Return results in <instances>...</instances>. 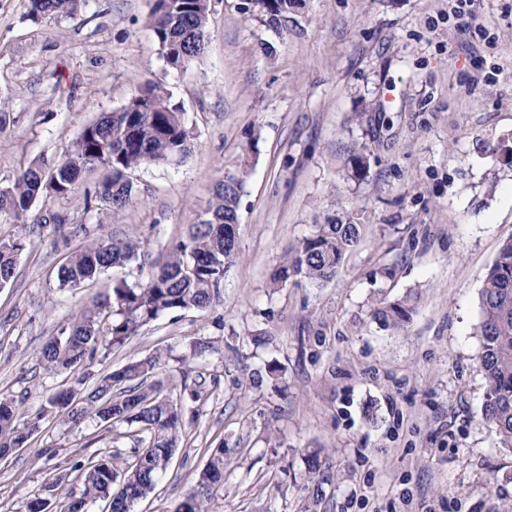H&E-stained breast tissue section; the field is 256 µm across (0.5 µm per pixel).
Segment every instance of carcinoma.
<instances>
[{"mask_svg": "<svg viewBox=\"0 0 512 512\" xmlns=\"http://www.w3.org/2000/svg\"><path fill=\"white\" fill-rule=\"evenodd\" d=\"M84 0H28L27 14L71 17ZM300 0H247L245 12L276 31L288 27ZM209 0H155L150 25L160 51L172 68L184 70L202 58L208 37ZM193 142L185 112L159 83L139 87L115 112H105L86 125L73 150L55 166L31 165L11 185L0 187V215L17 222L54 224L61 231L64 219L30 215L40 198H64L84 174L102 167L108 176L95 190L106 214L118 222L129 203L140 194L129 174L146 166L178 162L190 153ZM243 178L232 175L219 183L202 221L170 242L165 259L155 265L143 285L118 281L111 295L79 310L61 336L40 351L43 368L54 374H73L124 345L145 325L160 316L187 309L213 308L221 297L224 274L236 252L239 203ZM363 225L329 217L315 225L293 256L285 259L273 284L293 276L327 281L336 273L347 251L362 240ZM21 238L0 239V279L15 276ZM140 245L131 238L94 239L69 253L57 271L60 289L77 288L114 267L140 260ZM482 354L485 379L484 417L502 446L512 448V240L503 244L481 289ZM412 308L404 302L380 303L374 318L401 327ZM165 363L163 353L132 361L106 374L91 390L74 387L48 395L36 416L25 415L23 400L0 394V456L27 445L45 418H57L76 427L88 418L106 426L133 428V447L116 450L82 464H74L82 489L75 492L58 475L44 486V500L64 499L62 512H80L94 500H105L112 512H133L134 506L154 493L182 434V406L155 379ZM227 449H211L199 473L197 487L183 496L176 512H207L205 501L224 483Z\"/></svg>", "mask_w": 512, "mask_h": 512, "instance_id": "1", "label": "carcinoma"}]
</instances>
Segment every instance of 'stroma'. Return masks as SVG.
<instances>
[{
    "instance_id": "1",
    "label": "stroma",
    "mask_w": 512,
    "mask_h": 512,
    "mask_svg": "<svg viewBox=\"0 0 512 512\" xmlns=\"http://www.w3.org/2000/svg\"><path fill=\"white\" fill-rule=\"evenodd\" d=\"M26 5L0 0V186L61 160L86 124L149 81L181 105L194 148L133 172L141 194L121 223L92 199L99 170L33 205L62 217L63 234L0 219V238L26 239L0 288V393L33 415L48 394L158 349L171 353L159 376L172 395L182 378L217 379L205 403L185 402L181 444L134 512H176L221 442L228 465L208 512L512 507V449L483 415L477 329L483 280L512 240V0H474L463 33L448 0H306L280 33L244 0H212L207 52L183 71L149 26L154 0H86L35 22ZM229 174L244 188L220 305L162 315L77 374L47 373L39 352L71 315L117 280L147 282ZM332 215L364 226L336 277L273 286ZM99 237L139 240L144 265L58 289L67 254ZM395 300L414 307L400 329L373 316ZM196 339L215 350L186 362ZM272 362L284 368L276 380ZM131 445L122 427L43 423L0 458V512H28L50 476Z\"/></svg>"
}]
</instances>
